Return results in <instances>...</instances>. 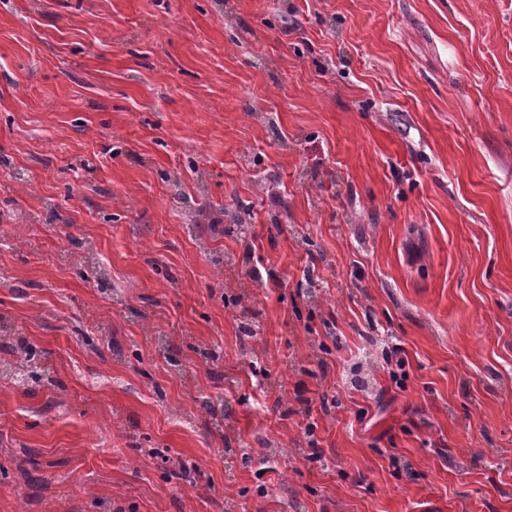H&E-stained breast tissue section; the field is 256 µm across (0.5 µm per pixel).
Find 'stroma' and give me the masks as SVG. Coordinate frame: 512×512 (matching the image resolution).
I'll return each instance as SVG.
<instances>
[{
    "label": "stroma",
    "instance_id": "35a3bbf8",
    "mask_svg": "<svg viewBox=\"0 0 512 512\" xmlns=\"http://www.w3.org/2000/svg\"><path fill=\"white\" fill-rule=\"evenodd\" d=\"M0 512H512V0H0Z\"/></svg>",
    "mask_w": 512,
    "mask_h": 512
}]
</instances>
